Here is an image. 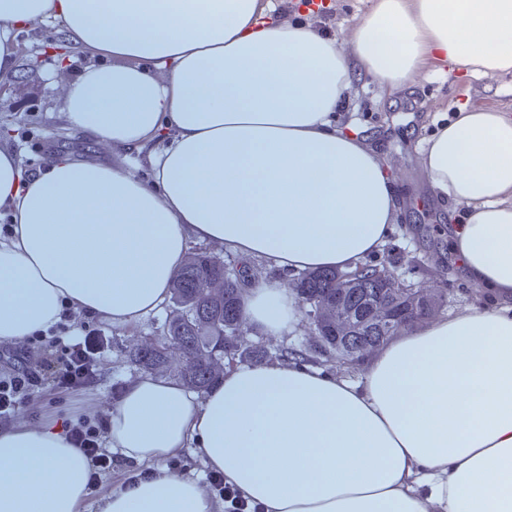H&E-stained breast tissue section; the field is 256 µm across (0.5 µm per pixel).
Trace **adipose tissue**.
I'll return each instance as SVG.
<instances>
[{"instance_id":"ef3b65f1","label":"adipose tissue","mask_w":512,"mask_h":512,"mask_svg":"<svg viewBox=\"0 0 512 512\" xmlns=\"http://www.w3.org/2000/svg\"><path fill=\"white\" fill-rule=\"evenodd\" d=\"M0 0V76L25 23L60 21L87 63L69 120L144 156H57L21 175L0 149V341L62 312L131 326L158 310L194 246L218 243L295 273L350 269L398 219L390 165L336 108L367 74L389 93L431 64L512 73V0H374L347 47L271 0ZM464 206L448 245L484 301L374 352L361 384L308 364L225 370L204 397L137 376L109 417L113 451L143 463L100 512H224L161 466L193 449L260 512H512V115L459 108L421 154ZM245 320L293 332L294 298L256 282ZM88 468L68 427L0 424V512H83Z\"/></svg>"}]
</instances>
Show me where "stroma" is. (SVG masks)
<instances>
[{
	"label": "stroma",
	"mask_w": 512,
	"mask_h": 512,
	"mask_svg": "<svg viewBox=\"0 0 512 512\" xmlns=\"http://www.w3.org/2000/svg\"><path fill=\"white\" fill-rule=\"evenodd\" d=\"M371 6L372 0H327L326 6L310 11L301 8L299 0H279L277 10L287 13L289 19L312 22L342 43ZM62 33L60 23L52 18L23 28L14 76L9 87L0 92V127L10 130L9 135L0 136V146L15 151L25 175L41 167L55 151L70 153L79 162L112 158L111 148L85 138L66 115L63 85L78 76L85 65L79 47H72L70 65L62 72L38 59V46ZM462 105L512 113V74L478 78L431 65L414 76L411 86L393 95L377 81L363 77L337 115L340 125L359 131L368 145L385 157L395 173L397 194L405 202L397 229L379 254V261L412 287L447 289L448 303L440 313L448 317L479 305L482 295L464 279L461 270L448 268L452 254L439 227L450 220L462 221L463 211L432 194L420 157L436 123ZM167 314V309H160L131 327L97 318L74 319V327L98 328L108 338V349L98 366V383L76 398L58 395L46 387L35 390L18 411V419L33 427L80 417L107 423L115 383H126L135 375L125 362V350L144 338L163 336Z\"/></svg>",
	"instance_id": "stroma-1"
}]
</instances>
